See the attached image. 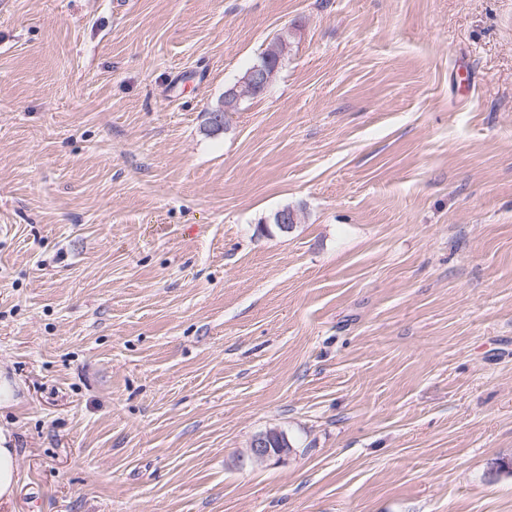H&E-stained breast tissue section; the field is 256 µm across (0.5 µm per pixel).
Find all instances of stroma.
<instances>
[{
	"label": "stroma",
	"mask_w": 512,
	"mask_h": 512,
	"mask_svg": "<svg viewBox=\"0 0 512 512\" xmlns=\"http://www.w3.org/2000/svg\"><path fill=\"white\" fill-rule=\"evenodd\" d=\"M0 376L14 512H512V0H0ZM288 47V43L286 42L283 37L279 36L277 39L272 43L271 47L267 52H265L262 57H265L271 64H275L277 60L285 55V49ZM261 59L258 61L260 62ZM256 62V63H258ZM254 63L251 67H249L244 76H243V83L241 90L236 89V85L232 87V89H235V95L230 96L227 99H224V106L225 108L232 109L236 107V104L240 98V96L244 93H251L253 95L258 94L259 92L256 91V89L246 80V76L248 73V78L257 86H259L261 89H266L269 85V82L271 83L273 79L275 78L276 72L272 75L271 81L268 79V75L266 73V68L261 66L260 64ZM256 64V65H255ZM255 65V66H254ZM254 66V67H253ZM253 67V68H252ZM250 69V70H249ZM249 71V72H248ZM269 434L263 433L256 435L250 442L249 448H247L245 454L241 457V463H267L271 460L281 461L288 457L292 452V443L288 438V435L279 431L275 434L276 442L282 443L287 448H270L268 443Z\"/></svg>",
	"instance_id": "35a3bbf8"
}]
</instances>
